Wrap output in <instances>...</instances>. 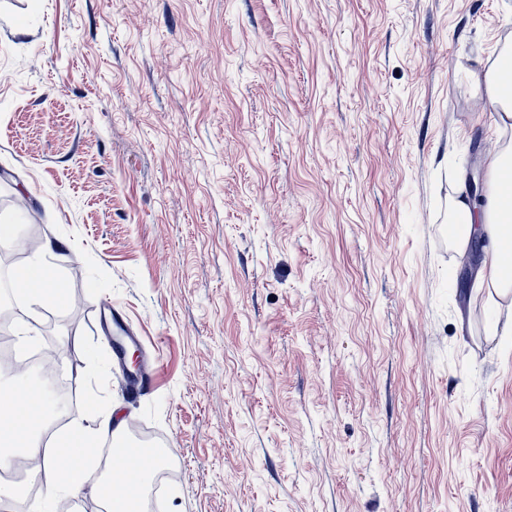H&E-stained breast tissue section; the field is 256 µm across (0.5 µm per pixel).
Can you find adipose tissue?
<instances>
[{"label":"adipose tissue","instance_id":"adipose-tissue-1","mask_svg":"<svg viewBox=\"0 0 512 512\" xmlns=\"http://www.w3.org/2000/svg\"><path fill=\"white\" fill-rule=\"evenodd\" d=\"M512 49L504 48L498 65L474 76L500 109L498 134L512 129ZM490 190L480 199L471 196L467 186H460L449 205L452 224L450 241L460 253L472 240H481L487 255L483 281L493 293L505 298L512 295V252L505 248L512 241V143L501 146L486 160ZM28 289L22 302L25 308L56 305L61 295L41 259H33L27 269ZM58 412V404L48 394L35 392L27 374L16 375L8 390L7 402L0 404V469L12 467L16 456L29 465L28 481L0 483V498L19 500L27 495L29 482L43 486L40 500L32 512H51L53 502L62 496L78 495L92 487L104 502L105 512H132L133 497L147 489L146 477H139L133 493H118L113 478L95 477L87 464L92 443L106 440L121 429L124 420L116 410L95 416L91 423L76 422L65 433L62 451L49 448L43 441L42 428Z\"/></svg>","mask_w":512,"mask_h":512}]
</instances>
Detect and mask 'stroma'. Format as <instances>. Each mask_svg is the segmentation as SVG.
Wrapping results in <instances>:
<instances>
[{"label": "stroma", "mask_w": 512, "mask_h": 512, "mask_svg": "<svg viewBox=\"0 0 512 512\" xmlns=\"http://www.w3.org/2000/svg\"><path fill=\"white\" fill-rule=\"evenodd\" d=\"M511 40L512 0H0V260L63 294L0 314L164 453L158 512H512V311L448 236ZM27 282L33 288H26V296L21 299L26 309L35 306L51 307L61 300V294L55 282L50 278L45 265L37 256L28 266ZM114 323L116 336L114 344L112 343V353L126 386L131 390L153 387L155 372L159 367L155 348H153L154 355L147 356L143 340L139 336H133L130 333L128 325L123 318L114 315ZM129 348H134L135 351H140L144 354L142 364L134 366L133 370L128 367L126 360Z\"/></svg>", "instance_id": "obj_1"}]
</instances>
